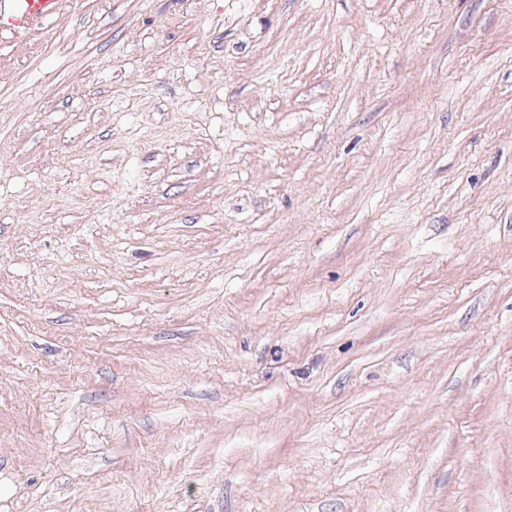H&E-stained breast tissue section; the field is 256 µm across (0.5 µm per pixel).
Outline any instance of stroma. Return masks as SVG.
<instances>
[{"label":"stroma","mask_w":512,"mask_h":512,"mask_svg":"<svg viewBox=\"0 0 512 512\" xmlns=\"http://www.w3.org/2000/svg\"><path fill=\"white\" fill-rule=\"evenodd\" d=\"M0 512H512V0L0 32Z\"/></svg>","instance_id":"obj_1"}]
</instances>
